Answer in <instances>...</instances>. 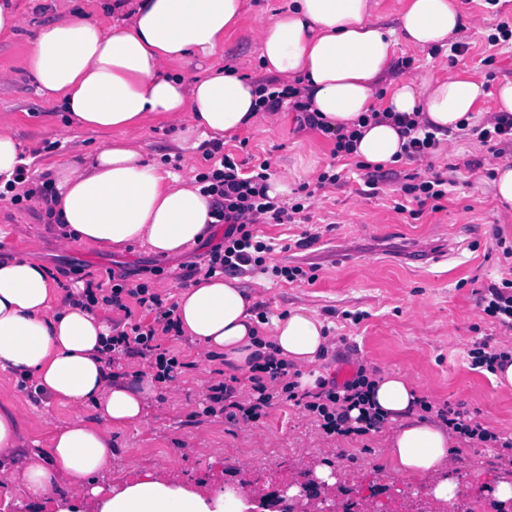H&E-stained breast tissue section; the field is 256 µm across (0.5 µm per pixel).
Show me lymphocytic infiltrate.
I'll list each match as a JSON object with an SVG mask.
<instances>
[{"instance_id":"lymphocytic-infiltrate-1","label":"lymphocytic infiltrate","mask_w":512,"mask_h":512,"mask_svg":"<svg viewBox=\"0 0 512 512\" xmlns=\"http://www.w3.org/2000/svg\"><path fill=\"white\" fill-rule=\"evenodd\" d=\"M208 157L213 161L212 169L200 174L198 183L201 193L213 200L214 219L225 227L223 240L215 244L208 255L206 273L210 276L234 275L247 268H266L265 256L272 246L258 239L254 225L306 223L305 200L313 198L316 191L326 186L338 184L342 178L341 173L325 172L314 184H300L298 191L303 196L302 201L287 208L268 195L272 176L269 161H261L248 170L234 156L224 153L218 144L210 149ZM139 273L143 280L135 287L115 283L101 298L89 288L85 297L91 303L104 300L123 312L127 311V301L132 298L140 308L153 314V326L131 323L113 330L108 340L111 359L116 362L135 355L151 358L157 370V381H173L179 377L183 364L178 356L162 349L159 337L176 330L174 309L167 306L148 284L149 278L161 275L162 269L143 267ZM479 304L486 315L494 317L504 330L512 332V278L504 277L488 284L479 294ZM290 369V363L278 359L275 351H268L264 363L256 365V373L250 378L254 398L240 402L238 379L232 376L212 385L209 400L219 405L228 417L246 422L258 419L272 406L291 402L315 414L321 428L330 435H364L384 425V416L369 406L368 395L373 381L365 366H358L352 377L342 382L318 379L312 391L300 389L298 382L292 380ZM420 408L427 413L436 412L442 422L461 437L478 443L492 442L503 448L512 447V435L489 431L474 421L463 406L447 404L437 409L424 399Z\"/></svg>"}]
</instances>
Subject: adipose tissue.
I'll return each mask as SVG.
<instances>
[{
	"label": "adipose tissue",
	"instance_id": "obj_1",
	"mask_svg": "<svg viewBox=\"0 0 512 512\" xmlns=\"http://www.w3.org/2000/svg\"><path fill=\"white\" fill-rule=\"evenodd\" d=\"M246 0H112L109 23L70 5L41 29L27 64L38 91L70 119L108 134L88 159L51 165L52 206L67 241L120 251L139 242L160 257L182 254L211 231L212 202L161 164L145 159L129 134L150 120L186 127L197 141L278 122L262 111L260 83L216 67L202 78L180 71L194 55H213L243 17ZM465 21L452 0H405L395 25L373 15V0H292L258 32L263 73L297 81L329 126L358 129L355 156L396 164L403 140L397 118L457 129L484 93L480 77L392 78L398 46L447 47ZM383 119H375V112ZM175 319L199 352L248 372L263 340L301 369L315 388L326 347L324 324L296 307L272 325L235 277H200L180 293ZM109 332L95 307L62 300L47 269L27 256L0 261V369L34 380L42 394L72 408L47 422V452L27 448L19 421L0 408V483L21 479L49 512H247L253 492L188 485L159 469L100 481L112 470V433L141 423L152 378L113 377L105 362ZM421 396L404 374L376 378L371 400L394 422L386 448L394 472L426 482L434 500L452 499V442L442 426L419 419ZM93 410L87 418L85 410Z\"/></svg>",
	"mask_w": 512,
	"mask_h": 512
}]
</instances>
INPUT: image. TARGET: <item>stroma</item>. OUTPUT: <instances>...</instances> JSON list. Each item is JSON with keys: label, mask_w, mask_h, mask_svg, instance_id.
<instances>
[{"label": "stroma", "mask_w": 512, "mask_h": 512, "mask_svg": "<svg viewBox=\"0 0 512 512\" xmlns=\"http://www.w3.org/2000/svg\"><path fill=\"white\" fill-rule=\"evenodd\" d=\"M14 2L23 22L16 36L0 38V73L10 76L0 84V118L11 123L34 167L81 158L102 141V134L68 120L58 103L42 97L27 65L31 42L43 25L58 17L64 0ZM289 2L247 0L246 14L225 37L223 50L190 58L183 73L202 78L211 67L224 65L259 76L257 31L286 11ZM454 4L467 20L456 38L465 52L452 59L444 49L428 53L402 47L394 74L436 78L448 72L479 73L484 95L473 121L482 124L494 109L498 83L512 79V44L487 43L499 22L512 23V0H502L493 9L485 0ZM295 117L284 110L271 130L241 131L225 138L224 149L251 165L269 159L274 175H287L289 193L282 199L287 207L297 202L301 183L315 181L331 166L342 172L341 185L326 187L311 200L308 223L254 227L273 245L267 265L310 268L315 278L289 282L252 270L240 274L241 286L268 317L305 306L324 322L328 343L318 368L326 377L344 380L358 363L378 375L398 372L432 402L427 421H436L435 410L444 403L462 402L484 427L512 434V390L496 387L490 372L472 367L468 356L482 338L512 346V334L479 306L481 289L503 272L493 231L512 235V207L498 202L487 172L498 162L512 163V145L496 157L475 138L452 135L441 142L431 163L404 160L389 167L384 193L368 197L361 194L357 175L348 171L353 157L334 160V139L299 129ZM181 136V127L162 121L147 122L132 134L148 160L163 163L191 184L209 164L201 151L179 149ZM477 160L482 168H474ZM430 166L452 170L456 179L441 210L424 209L415 219L396 212L401 186L411 175H425ZM306 230L320 233V240L308 249H293ZM63 235L40 201L15 205L0 199V258L27 255L43 262L64 296L90 281L106 284L112 274L158 265L164 272L151 286L173 304L184 289L180 277L187 265L202 263L221 241L224 228L214 226L206 240L176 258L155 256L139 243L113 253L80 243L67 246ZM160 342L187 367L176 381L155 385L140 425L113 432V469L164 468L190 485L218 487L243 480L267 493L293 477L300 461L310 459L348 472L347 488L375 503L378 512H385L397 490L417 488V480L389 471L385 446L393 424L341 437L326 434L313 414L289 404L267 409L251 422L207 413L210 386L221 375L236 374V367L220 355L201 357L183 337L164 336ZM20 383L12 373L0 371V407L15 412L27 441L46 444V420L64 421L73 412L21 389ZM505 472L512 473V448L456 437L451 474L461 478L469 495L486 497L489 486Z\"/></svg>", "instance_id": "35a3bbf8"}]
</instances>
